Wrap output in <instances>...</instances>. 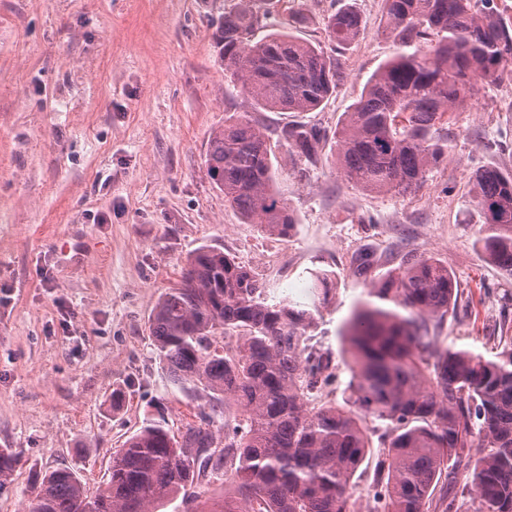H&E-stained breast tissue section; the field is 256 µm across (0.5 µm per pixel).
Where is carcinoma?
I'll list each match as a JSON object with an SVG mask.
<instances>
[{"label":"carcinoma","instance_id":"cac0c4a2","mask_svg":"<svg viewBox=\"0 0 512 512\" xmlns=\"http://www.w3.org/2000/svg\"><path fill=\"white\" fill-rule=\"evenodd\" d=\"M269 0H239L221 14L215 38L224 79L256 111L310 112L346 75L343 50L362 22L350 7L326 21L336 51L293 34L306 17L256 39ZM383 23L399 44L378 66L336 127V169L370 192L404 194L453 150L448 124L483 89L512 74V16L495 0H384ZM279 139L310 162L315 130L286 126ZM207 172L224 203L250 224L286 235L295 219L275 188L270 135L237 112L212 133ZM474 189L484 258L512 276V173L486 169ZM312 302H269L233 258L201 246L150 321L156 357L191 401L197 421L174 433L150 421L112 453L109 477L87 493L70 468L46 474L26 512H160L180 497L198 510L197 486L224 477L222 512H354L351 480L373 447L383 448L369 512H430L440 483L442 512H457L459 472L476 512H512V346L488 357L437 349L428 322L454 310V277L432 258L404 262L359 303L345 325L351 374L341 404L308 405L332 375L333 358L311 345L335 274H312ZM237 411L228 417L225 408ZM224 420V435L213 430Z\"/></svg>","mask_w":512,"mask_h":512}]
</instances>
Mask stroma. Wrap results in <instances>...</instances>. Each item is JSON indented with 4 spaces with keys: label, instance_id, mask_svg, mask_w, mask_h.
I'll list each match as a JSON object with an SVG mask.
<instances>
[{
    "label": "stroma",
    "instance_id": "obj_1",
    "mask_svg": "<svg viewBox=\"0 0 512 512\" xmlns=\"http://www.w3.org/2000/svg\"><path fill=\"white\" fill-rule=\"evenodd\" d=\"M238 0H0V448L18 463L0 482V512H19L41 473L75 469L87 489L147 420L181 429L196 407L159 363L149 331L187 257L208 245L251 269L269 299H307L311 272L336 276L313 343L335 377L310 403L342 402L351 375L344 325L372 282L406 258L447 264L457 281L440 347L492 354L512 338V276L477 246L484 222L476 172L512 171V77L453 114L455 147L404 194L364 192L337 173L334 131L398 43L384 0H277L308 42L327 17L362 19L346 79L312 112H255L224 79L212 21ZM264 127L320 130L316 162L273 141L276 189L295 218L262 231L224 202L207 174L225 113ZM374 253L368 275L354 259ZM126 401L113 409L114 390Z\"/></svg>",
    "mask_w": 512,
    "mask_h": 512
}]
</instances>
